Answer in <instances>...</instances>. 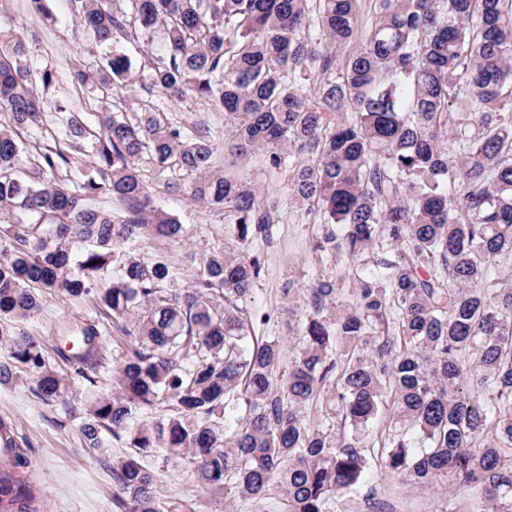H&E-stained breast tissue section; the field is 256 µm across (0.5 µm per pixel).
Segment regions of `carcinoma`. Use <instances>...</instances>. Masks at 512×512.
I'll return each instance as SVG.
<instances>
[{
	"instance_id": "cac0c4a2",
	"label": "carcinoma",
	"mask_w": 512,
	"mask_h": 512,
	"mask_svg": "<svg viewBox=\"0 0 512 512\" xmlns=\"http://www.w3.org/2000/svg\"><path fill=\"white\" fill-rule=\"evenodd\" d=\"M373 2L364 31L363 0H71L105 50L80 87L123 93L121 44L161 31L143 88L224 113V151L259 152L282 193L213 172L216 136L149 106L91 121L50 101L53 72L0 33V385L29 381L67 404L93 454L125 437L117 512H166L145 464L155 453L226 502L274 490L279 512H342L375 468L455 492L451 512H512V0ZM51 116L77 154L19 136ZM165 191L224 211L240 245L205 254L186 285L164 256H140L193 237L159 205ZM105 194L114 208L91 204ZM289 203L322 225L313 253L369 260L283 288L307 309L283 369L284 343L258 338L238 302L264 273L252 245L272 243ZM45 294L95 308L57 349L93 387L112 370V392L79 409L25 328ZM114 331L128 347L111 362ZM382 419L374 464L365 439ZM0 446L14 449L0 512H37L2 417Z\"/></svg>"
}]
</instances>
